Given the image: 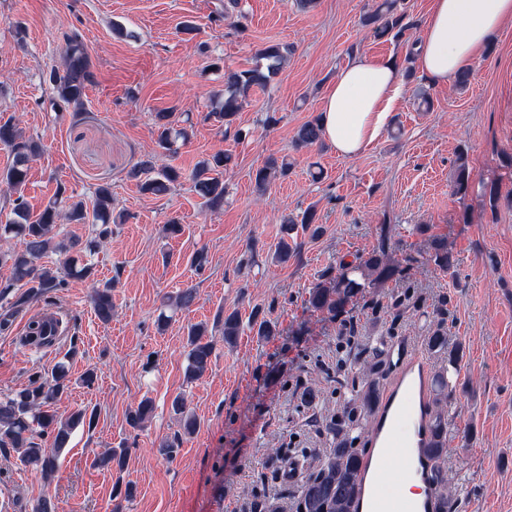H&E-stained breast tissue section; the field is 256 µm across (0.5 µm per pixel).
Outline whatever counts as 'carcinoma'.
Here are the masks:
<instances>
[{
    "label": "carcinoma",
    "mask_w": 512,
    "mask_h": 512,
    "mask_svg": "<svg viewBox=\"0 0 512 512\" xmlns=\"http://www.w3.org/2000/svg\"><path fill=\"white\" fill-rule=\"evenodd\" d=\"M404 0H380V3L363 17V24L371 28L377 39L399 38L403 35ZM258 64L248 71H227L224 73V89L213 96L212 110L208 117L222 123L225 129L232 128L237 113L241 111L256 87L268 84L271 76L284 66L286 56L277 44H270L257 53ZM62 68L50 72L52 85V107L63 113L81 112L84 109L86 91L93 82L94 73L87 45L81 34L74 30L65 36L62 50ZM174 113H155L157 144L165 151H173L178 140H187L188 131L173 125ZM322 130L319 118L304 123L297 131L296 144L309 147L321 143ZM0 144L7 147L13 156V164L0 175V182L13 191L12 211L16 219L0 224V242L17 240L18 246L0 250V268L9 270V280L0 282V299L11 298L8 306L0 313V331L9 328L15 313L26 309L35 298L43 297L64 287L66 278H80L92 282L91 302L98 319L107 323L112 320V281L94 279L93 264L84 260L85 254L96 252L102 242L112 237V190L108 185L97 188L92 210H87L81 201L69 202L66 188L58 187L56 195L44 209L31 217L23 195L29 164L43 152L41 140L25 135L17 123L7 120L0 123ZM229 156L217 152L198 161L186 173L174 166L156 168V159L149 156L140 160L130 171V177L137 180L144 194L160 196L168 193L171 186L189 177L196 193L211 211L224 208V167ZM288 163L272 158L253 171L257 191L263 193L276 179L285 175ZM473 180L472 170L464 157H459L453 174V189L457 194L467 193ZM93 224L96 233L83 242L73 238L57 240V226L61 224ZM290 229L277 245L273 259L286 263L293 256L297 245L288 242ZM433 260L439 267L449 270L454 266L452 254L442 240L433 242ZM54 257L51 263L44 262ZM397 268L388 258L385 245H380L368 257L343 268L336 276H326L313 288L308 304L316 311L339 313L347 301L362 288L383 285L393 279ZM16 288L23 292L15 294ZM198 298L197 289L188 286L170 297L171 305L177 310H188ZM222 323L224 343L234 344L244 327L256 329L258 336L269 338L276 335L275 325L254 314L243 325L235 311L218 319ZM207 329L201 323L190 326L186 342V374L190 379L202 377L210 368L213 355L211 342L204 340ZM429 351L443 359L438 372L430 383L436 397L430 403L431 441L429 453L435 461L431 480L438 487L440 508L438 512H456L458 494L455 485L446 473L445 460L448 454V397H450L449 374L457 371L464 356L461 343L448 338V329L443 323L426 336ZM357 353L354 362L362 368L364 379L359 390L332 420L327 430L335 441L323 462L300 486L297 512H356L353 509L358 486L362 453L353 447V432L361 425L365 413L371 411L380 398L377 376L384 370L386 352L378 346H367L356 342ZM69 368L66 364L56 365L52 382H33L29 387L11 397L0 398V449L11 448L18 453L21 462L39 470L45 477L54 474L59 454L67 447L72 432L80 427H93L96 412L77 408L67 417L60 418L46 411L67 392L70 387ZM154 412L153 401L141 400L128 411L126 422L134 430H141ZM170 412L180 422L183 434L190 435L197 428L195 417L188 413L184 398L171 401ZM128 448H113L98 460L102 467L112 466L121 470L126 464Z\"/></svg>",
    "instance_id": "carcinoma-1"
}]
</instances>
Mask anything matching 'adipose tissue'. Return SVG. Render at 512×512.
<instances>
[{"instance_id": "ef3b65f1", "label": "adipose tissue", "mask_w": 512, "mask_h": 512, "mask_svg": "<svg viewBox=\"0 0 512 512\" xmlns=\"http://www.w3.org/2000/svg\"><path fill=\"white\" fill-rule=\"evenodd\" d=\"M509 23L512 0H433L415 47L421 73L442 82L473 69L481 51ZM401 96L396 58L355 56L322 99L324 141L339 156H359L382 136Z\"/></svg>"}]
</instances>
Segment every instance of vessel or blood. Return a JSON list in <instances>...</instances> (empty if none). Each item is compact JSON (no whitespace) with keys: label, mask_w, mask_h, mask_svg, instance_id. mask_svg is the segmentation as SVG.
I'll list each match as a JSON object with an SVG mask.
<instances>
[{"label":"vessel or blood","mask_w":512,"mask_h":512,"mask_svg":"<svg viewBox=\"0 0 512 512\" xmlns=\"http://www.w3.org/2000/svg\"><path fill=\"white\" fill-rule=\"evenodd\" d=\"M426 361L415 357L390 386L375 415L370 449L359 475V512H437L439 499L430 480L433 461L425 454L428 440L426 415ZM394 473L393 489H386L387 473ZM420 484L418 498H406L404 481Z\"/></svg>","instance_id":"b4317fda"}]
</instances>
